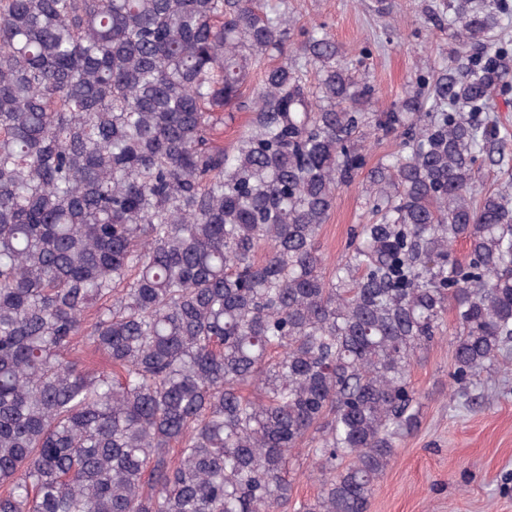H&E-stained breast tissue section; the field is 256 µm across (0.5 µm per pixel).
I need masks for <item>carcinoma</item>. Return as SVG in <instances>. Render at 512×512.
I'll use <instances>...</instances> for the list:
<instances>
[{
  "label": "carcinoma",
  "instance_id": "carcinoma-1",
  "mask_svg": "<svg viewBox=\"0 0 512 512\" xmlns=\"http://www.w3.org/2000/svg\"><path fill=\"white\" fill-rule=\"evenodd\" d=\"M431 14L457 47L370 112L284 6L0 0V512H367L448 315L456 392L499 363L512 191L476 172L512 160L486 112L509 90L501 11ZM228 106L252 118L224 150ZM388 136L328 276L320 231ZM305 442L321 485L299 501Z\"/></svg>",
  "mask_w": 512,
  "mask_h": 512
}]
</instances>
